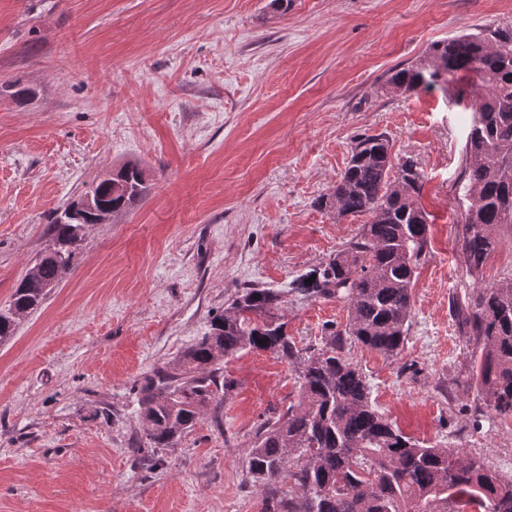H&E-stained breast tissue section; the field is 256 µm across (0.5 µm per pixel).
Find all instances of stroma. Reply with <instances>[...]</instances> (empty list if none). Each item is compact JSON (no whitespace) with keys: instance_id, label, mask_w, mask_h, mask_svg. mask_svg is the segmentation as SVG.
Masks as SVG:
<instances>
[{"instance_id":"obj_1","label":"stroma","mask_w":512,"mask_h":512,"mask_svg":"<svg viewBox=\"0 0 512 512\" xmlns=\"http://www.w3.org/2000/svg\"><path fill=\"white\" fill-rule=\"evenodd\" d=\"M488 25L512 26V0H0V306L50 215L94 179L134 163L149 185L88 228L73 270L0 342V512H260L245 450L296 401L294 369L263 351L225 359L232 390L169 448L150 446L139 389L248 287L284 291L298 348L344 331V302L294 285L358 234L361 218L317 201L354 140L380 133L425 172L430 244L402 352L348 356L407 436L512 478V420L477 392L458 311L512 277V240L479 279L462 269L476 93L387 83Z\"/></svg>"}]
</instances>
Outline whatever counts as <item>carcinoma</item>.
<instances>
[{
	"label": "carcinoma",
	"mask_w": 512,
	"mask_h": 512,
	"mask_svg": "<svg viewBox=\"0 0 512 512\" xmlns=\"http://www.w3.org/2000/svg\"><path fill=\"white\" fill-rule=\"evenodd\" d=\"M465 80L477 89L462 170L465 208L459 231L462 266L476 279L512 229V27L489 26L440 40L424 59L393 70L388 84L415 92ZM397 173L400 183L391 181ZM420 163L394 159L386 135H363L332 193L319 206L336 217L365 216L360 233L295 291L347 303L343 334L306 353L286 332L284 292L246 288L213 317L177 366L161 368L141 387L140 418L153 448H167L217 393L224 359L264 351L298 373V401L267 419L246 449L248 473L263 487L261 512H512V479L456 448L423 446L371 400L363 372L345 354L358 343L388 357L403 350L415 269L429 241V214L419 202ZM143 169L125 164L112 183L99 178L83 195L118 213L143 198ZM85 225L55 212L50 243L32 277L0 308V339L14 334L15 314L41 306L73 268ZM314 278L312 283L305 280ZM480 346L478 392L495 415L512 419V278L480 288L463 310ZM290 483L286 493L281 486Z\"/></svg>",
	"instance_id": "1"
}]
</instances>
